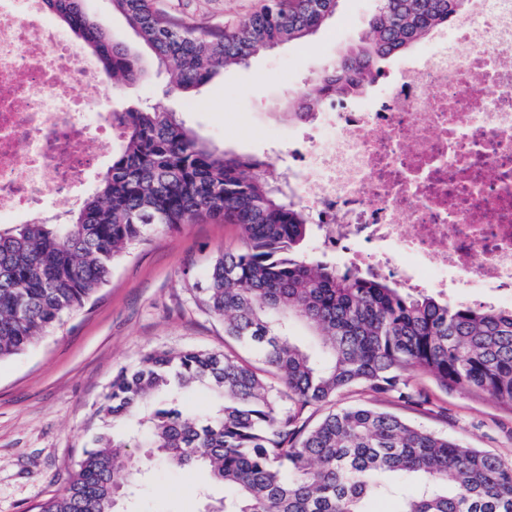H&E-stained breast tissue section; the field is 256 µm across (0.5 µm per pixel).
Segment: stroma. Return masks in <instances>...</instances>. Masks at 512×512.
Returning a JSON list of instances; mask_svg holds the SVG:
<instances>
[{"label":"stroma","instance_id":"1","mask_svg":"<svg viewBox=\"0 0 512 512\" xmlns=\"http://www.w3.org/2000/svg\"><path fill=\"white\" fill-rule=\"evenodd\" d=\"M265 0H159L173 15L205 25L232 24ZM379 0H341L324 27L300 42L276 46L225 70L192 97H163L162 76L106 87L105 110L163 101L206 141L227 152L275 158L271 177L284 178L283 158L296 144L289 134L308 128L292 112L301 91L338 56L370 37ZM233 224L199 222L153 235L112 272L108 284L80 312L27 352L0 363V512H36L62 492L69 471L92 437L112 429L96 409L112 378L133 369L152 350L237 349L221 321L197 305L194 284L225 249L241 247ZM427 397L420 409L388 396L350 392L341 405L366 404L448 436L464 446L512 459V408L488 396L440 386L412 375ZM201 473L155 465L140 512H199Z\"/></svg>","mask_w":512,"mask_h":512}]
</instances>
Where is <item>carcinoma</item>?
Returning a JSON list of instances; mask_svg holds the SVG:
<instances>
[{
  "mask_svg": "<svg viewBox=\"0 0 512 512\" xmlns=\"http://www.w3.org/2000/svg\"><path fill=\"white\" fill-rule=\"evenodd\" d=\"M116 88L146 77L138 54L111 38L86 0H43ZM465 0H380L371 36L305 89L299 116L328 95L358 97L380 63L452 22ZM270 0L229 26L198 27L158 0H112L113 11L166 76V96L187 97L224 69L304 39L339 0ZM120 147L77 209L50 221L0 226V362L81 311L112 270L158 231L203 219L239 227L196 286L224 335L254 351L267 375L234 351L144 354L112 379L97 414L123 434L99 433L59 495L38 512H121L155 462L201 471L224 496L202 493L201 512H512V460L468 448L366 405L336 407L361 390L408 405L426 398L415 371L442 386L512 406V308L454 304L410 292L384 275L339 268L308 253L315 233L291 192L271 185L270 162L229 154L154 104L112 113ZM297 322L316 349L289 334ZM204 383V415L178 394ZM328 411L313 426L305 412Z\"/></svg>",
  "mask_w": 512,
  "mask_h": 512,
  "instance_id": "cac0c4a2",
  "label": "carcinoma"
}]
</instances>
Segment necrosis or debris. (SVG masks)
<instances>
[{"instance_id": "obj_1", "label": "necrosis or debris", "mask_w": 512, "mask_h": 512, "mask_svg": "<svg viewBox=\"0 0 512 512\" xmlns=\"http://www.w3.org/2000/svg\"><path fill=\"white\" fill-rule=\"evenodd\" d=\"M369 97H328L293 157L296 197L350 267L455 302L512 305V0H472ZM70 82H63V75ZM97 62L42 0H0V220L46 219L81 191L117 131Z\"/></svg>"}]
</instances>
